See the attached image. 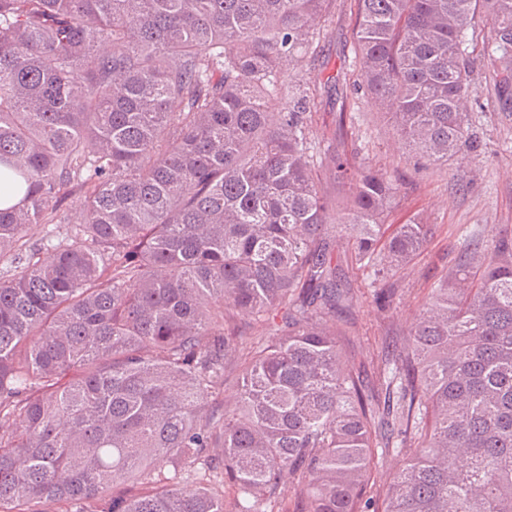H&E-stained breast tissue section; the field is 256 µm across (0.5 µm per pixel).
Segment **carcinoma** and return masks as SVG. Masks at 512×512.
I'll list each match as a JSON object with an SVG mask.
<instances>
[{"label":"carcinoma","instance_id":"carcinoma-1","mask_svg":"<svg viewBox=\"0 0 512 512\" xmlns=\"http://www.w3.org/2000/svg\"><path fill=\"white\" fill-rule=\"evenodd\" d=\"M331 2L0 0V178L23 190L0 207V512H266L286 479L294 512H512L511 236L462 239L377 390L340 351L338 238L385 309L433 225L377 250L403 180L318 148L314 95L279 87ZM354 2L391 134L439 167L473 150L469 47L512 84V0ZM73 196L44 260L28 235ZM415 443L368 495L378 449ZM65 216L66 222L68 224H50L46 227H39L30 236L29 245L32 246V244L37 243L38 245H41L38 247H42V243L44 242L42 238L46 234V231L54 230L56 232L59 231L61 234H63L71 227H74L76 224H80L82 219V211L80 207V202L76 196L69 200ZM56 225L58 226V228H56Z\"/></svg>","mask_w":512,"mask_h":512}]
</instances>
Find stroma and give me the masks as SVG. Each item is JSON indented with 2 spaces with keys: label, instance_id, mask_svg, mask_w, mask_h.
Instances as JSON below:
<instances>
[{
  "label": "stroma",
  "instance_id": "stroma-1",
  "mask_svg": "<svg viewBox=\"0 0 512 512\" xmlns=\"http://www.w3.org/2000/svg\"><path fill=\"white\" fill-rule=\"evenodd\" d=\"M354 24L350 0H334L315 37V53L303 66H284L279 85L292 99L317 88L313 135L322 145L344 144L364 165L404 179L407 187L386 217L385 233L417 216L435 226L425 249L398 273L399 292L388 312L379 311L356 271L344 281L357 300L336 314L340 347L371 382L383 352L403 341L432 288L456 265L462 238L480 244L493 230L512 234V93H500L489 61L476 59L470 101L478 147L436 170L387 133L385 118L356 89ZM343 112L355 113L356 123H340Z\"/></svg>",
  "mask_w": 512,
  "mask_h": 512
}]
</instances>
